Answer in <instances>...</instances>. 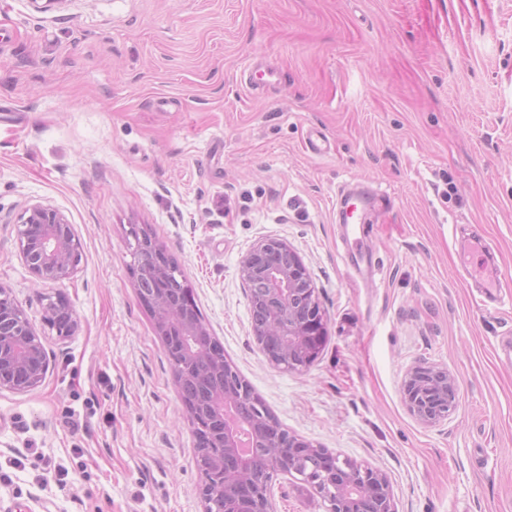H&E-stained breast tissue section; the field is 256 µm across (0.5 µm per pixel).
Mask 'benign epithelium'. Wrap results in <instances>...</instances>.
<instances>
[{
  "label": "benign epithelium",
  "mask_w": 512,
  "mask_h": 512,
  "mask_svg": "<svg viewBox=\"0 0 512 512\" xmlns=\"http://www.w3.org/2000/svg\"><path fill=\"white\" fill-rule=\"evenodd\" d=\"M20 224L18 249L30 273L42 283L55 285L70 279L80 242L64 216L53 208L34 206L20 217ZM147 253L140 264L153 283L149 290L139 289L141 303L173 361L176 384L193 377L205 390L201 401L183 400L194 434L199 436L196 452L210 458L199 488L202 501L219 492L224 495V512H272L269 485L273 477L295 473L328 503V512H397L388 477L378 469L346 461L326 479L305 476L301 472L304 458L324 449L288 434L270 416L262 425H248L253 455L238 452V429L227 422V416L242 407L244 397L215 381L226 365L211 356L210 333L168 296L164 248L155 242ZM240 273L246 282L264 280L288 307V325L277 315L253 325L256 340L264 337L280 344L281 355H267L269 362L289 370L306 369L320 348L326 324L302 260L286 241L263 238L242 258ZM49 366L43 336L0 286V390L30 391L44 381ZM403 395L408 412L426 426L446 419L458 404L454 376L425 363L408 370Z\"/></svg>",
  "instance_id": "1"
}]
</instances>
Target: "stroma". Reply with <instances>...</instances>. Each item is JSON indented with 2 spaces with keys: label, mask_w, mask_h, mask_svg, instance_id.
Here are the masks:
<instances>
[{
  "label": "stroma",
  "mask_w": 512,
  "mask_h": 512,
  "mask_svg": "<svg viewBox=\"0 0 512 512\" xmlns=\"http://www.w3.org/2000/svg\"><path fill=\"white\" fill-rule=\"evenodd\" d=\"M351 189L375 199L356 269ZM36 205L81 244L52 287L18 251ZM133 224L281 428L385 472L397 512H512V0H0V285L50 361L38 387L0 391V464L21 461L0 512L204 510L129 271ZM266 237L298 254L325 312L302 371L253 334L240 261ZM480 243L496 301L470 276ZM57 295L77 322L64 340L44 322ZM417 363L457 381L434 426L404 404ZM270 495L273 512H327L289 475Z\"/></svg>",
  "instance_id": "1"
}]
</instances>
